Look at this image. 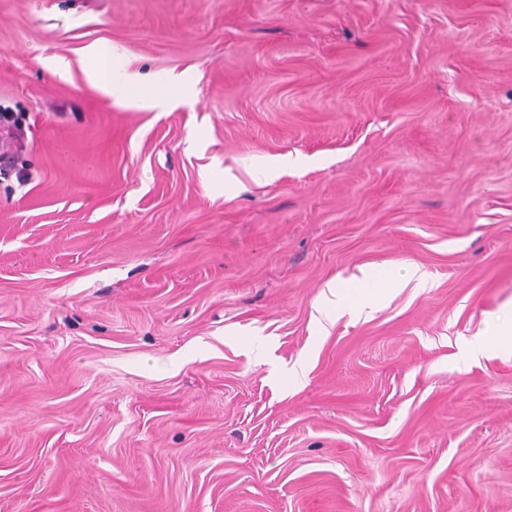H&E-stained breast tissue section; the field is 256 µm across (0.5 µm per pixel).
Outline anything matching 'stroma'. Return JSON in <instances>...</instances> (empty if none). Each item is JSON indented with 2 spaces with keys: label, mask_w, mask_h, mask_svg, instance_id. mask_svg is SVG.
Segmentation results:
<instances>
[{
  "label": "stroma",
  "mask_w": 512,
  "mask_h": 512,
  "mask_svg": "<svg viewBox=\"0 0 512 512\" xmlns=\"http://www.w3.org/2000/svg\"><path fill=\"white\" fill-rule=\"evenodd\" d=\"M1 117L0 512H512V0H0ZM124 63L116 55H112L107 62H99L89 69V77L93 83L107 84L112 88V95L126 98L142 110H156L167 107L172 102V96L164 94L161 89L169 86L170 80L164 76H156L153 87L148 90L136 91V81L129 74L121 79L115 77V70L123 68ZM112 73V81L108 80ZM482 347H496L512 351V319H505L500 315L490 321L482 333Z\"/></svg>",
  "instance_id": "35a3bbf8"
}]
</instances>
